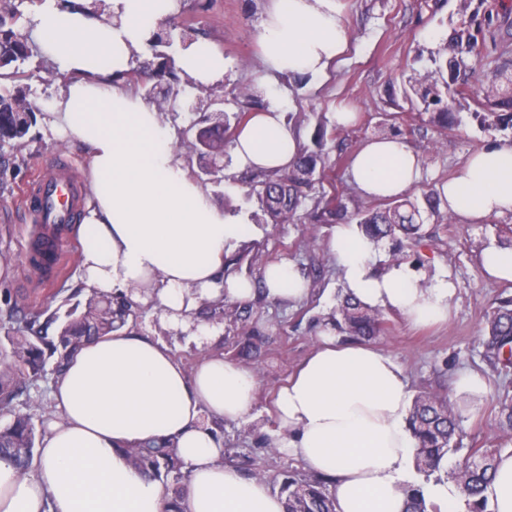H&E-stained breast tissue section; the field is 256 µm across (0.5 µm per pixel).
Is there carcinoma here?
<instances>
[{
    "label": "carcinoma",
    "instance_id": "carcinoma-1",
    "mask_svg": "<svg viewBox=\"0 0 512 512\" xmlns=\"http://www.w3.org/2000/svg\"><path fill=\"white\" fill-rule=\"evenodd\" d=\"M471 0H463L462 14L466 18L450 29L444 50L445 60L434 59L437 79L427 82L410 76L404 85V100L411 106L422 103L439 107L431 113V121L446 128L462 123L460 113L453 111L452 102L471 100L477 110L470 113L484 132L512 131V60L508 46L497 40L490 28L492 13H487V27L476 22L483 3L467 14ZM18 12L0 18V144L24 138L33 123L11 111L13 93L19 89L16 81L23 77L20 64L33 56L27 37L15 31L8 21L16 19ZM492 49L498 53L494 82L495 90L484 96L466 81L472 67L471 56H479ZM322 153L301 150L294 165L274 177H267L252 186L260 210L274 223L286 215H296L307 198L312 181L308 174L319 172L327 177L331 168ZM423 204L410 198L385 200L366 209H349V198L332 193L322 196L314 206V218L324 224H349L357 221L359 230L370 240L396 241L402 247L412 248L424 237L421 216L428 218L440 214L441 198L438 191L422 193ZM6 309L0 311L4 335L0 336V352L10 351L11 363L0 370V413L12 420L0 428V459H7L23 469L28 466L35 448V430L30 415L16 409L14 401L24 393L26 380L40 375L51 357L55 358L54 373H60L74 353L86 342L105 336L125 325L136 328L145 306L129 300L114 301L108 295L90 293L85 311L71 307L65 312L56 339L40 335L35 325L40 318L56 321L58 311L35 305H21L5 300ZM334 330L351 336L374 338L385 333L386 322L380 312L371 309L348 294L342 295L332 316L323 320ZM487 336L483 340L485 359L494 371L512 367V298H505L486 317ZM498 421L505 431H512V395L504 392L498 398ZM461 417L448 404V397L422 391L414 398L410 426L418 440L416 467L430 473L439 468L449 451L459 450L464 437L460 428ZM135 466L165 484L171 494L173 512H182L184 498L182 485L185 467L176 448L166 442H147L127 449ZM501 454L499 448H469L463 460L450 472L466 494L468 512H487L483 496L485 485L491 480L495 463ZM284 496V512H336V502L329 481L316 474L298 478L292 474L280 484Z\"/></svg>",
    "mask_w": 512,
    "mask_h": 512
}]
</instances>
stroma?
Returning <instances> with one entry per match:
<instances>
[{
    "instance_id": "1",
    "label": "stroma",
    "mask_w": 512,
    "mask_h": 512,
    "mask_svg": "<svg viewBox=\"0 0 512 512\" xmlns=\"http://www.w3.org/2000/svg\"><path fill=\"white\" fill-rule=\"evenodd\" d=\"M263 0H181L175 19L192 24L199 37L213 42L224 53L223 84L201 86L180 78L178 96L154 101L163 123L175 130V148L187 171L196 172L199 186L225 213L250 220L258 209L250 185L254 172L238 169L225 158L224 170L209 179L198 173L199 161L192 148L202 113L190 111L196 100L224 96L230 112H257L281 107L297 127L306 149H322L335 165L332 176L340 192L359 200L348 164L358 146L373 136L380 113L394 114L403 129L404 141L421 158L420 191L438 187L453 176L473 152L495 139L481 132L473 121L443 129L423 120L407 124L410 107L402 100L403 80L414 74L434 79L433 53L442 47L451 26L460 20L459 0H346L345 25L349 49L326 81L301 76L288 81H266L251 33L261 17ZM27 100L36 112L48 111L63 82L48 59L33 56L22 66ZM342 106L353 107L358 118L346 128L337 127L333 114ZM72 159L82 183H89V159L80 145L34 122L18 144L0 146V300L11 296L30 302L56 294L58 301L86 300L81 280L80 242L67 244L68 262L59 279H44L26 260L20 233L22 220L12 205L23 187L37 175L52 173L48 158ZM512 215L490 218L482 224H464L457 218L425 221V235L412 249L394 253L389 241L377 246L374 271L403 264L429 285L440 272H448L456 293L447 324L430 327L409 325L398 313L385 311V335L374 347L392 355L408 375L411 394L422 391L450 393L461 412L464 431L478 446L500 447L503 435L496 421L499 394L512 392V369L490 371L483 358L481 338L487 314L500 295H512V282L481 276L480 253L499 245ZM331 224H298L285 221L263 224L258 234L232 248L226 255L224 273L258 281L264 267L288 260L296 264L309 283L303 300L283 305L261 294L245 301L225 302L213 309L200 301L191 312L192 322L205 327L202 336L180 335L160 310L147 309L138 330L162 339L186 370L204 358L221 356L225 361L253 370L260 382L253 412L248 417L222 422L219 434L224 461L249 478L265 479L278 490L285 475L306 473L305 463L281 450L283 438L275 424L274 399L278 388L309 355L318 341L321 321L336 307L343 291L342 271L329 241ZM466 370L488 375L492 390L486 395L455 394L454 382ZM56 375L45 371L29 383L17 407L29 413L36 431L46 430L57 419L53 389Z\"/></svg>"
}]
</instances>
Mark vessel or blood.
I'll use <instances>...</instances> for the list:
<instances>
[{
	"label": "vessel or blood",
	"mask_w": 512,
	"mask_h": 512,
	"mask_svg": "<svg viewBox=\"0 0 512 512\" xmlns=\"http://www.w3.org/2000/svg\"><path fill=\"white\" fill-rule=\"evenodd\" d=\"M52 178H36L24 191L23 214L32 230L28 235L27 253L35 255L41 246H50L53 268H60L66 259L62 244L70 236L84 201V191L72 164L64 159L52 161Z\"/></svg>",
	"instance_id": "obj_1"
}]
</instances>
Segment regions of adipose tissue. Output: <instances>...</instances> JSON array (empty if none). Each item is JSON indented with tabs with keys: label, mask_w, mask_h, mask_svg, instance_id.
I'll return each mask as SVG.
<instances>
[{
	"label": "adipose tissue",
	"mask_w": 512,
	"mask_h": 512,
	"mask_svg": "<svg viewBox=\"0 0 512 512\" xmlns=\"http://www.w3.org/2000/svg\"><path fill=\"white\" fill-rule=\"evenodd\" d=\"M71 2L50 4L33 38L66 80L44 121L89 152L93 202L79 226L83 284L157 303L171 323L188 328L200 298L252 296L251 282L225 278L223 267L227 249L257 228L213 203L188 175L155 108L122 78L179 0H109L120 15L116 26L89 12V0ZM344 7V0H269L252 33L264 69L275 77L327 74L348 48ZM176 65L199 84L224 79V55L206 39L178 51ZM298 150L277 107L254 114L232 141L238 165L268 172L288 169ZM350 175L364 197H399L418 187L421 161L402 139L374 136L356 152ZM439 192L443 210L467 224L512 214V139L469 156ZM330 248L345 293L413 324L447 322L456 292L447 273L427 287L402 265L373 274L376 245L352 224L337 225ZM262 278L273 300L307 293L290 262L268 265ZM258 386L253 370L220 356L186 371L163 341L127 326L87 343L56 380L59 417L27 470L0 459V512H169L160 483L125 454L149 440L174 442L188 467L183 512H284L265 482L224 463L212 426L251 414ZM410 400L397 360L368 345L336 344L325 331L277 392L283 449L332 479L336 512H405L417 484L439 512H463L456 481L426 480L416 468Z\"/></svg>",
	"instance_id": "obj_1"
}]
</instances>
